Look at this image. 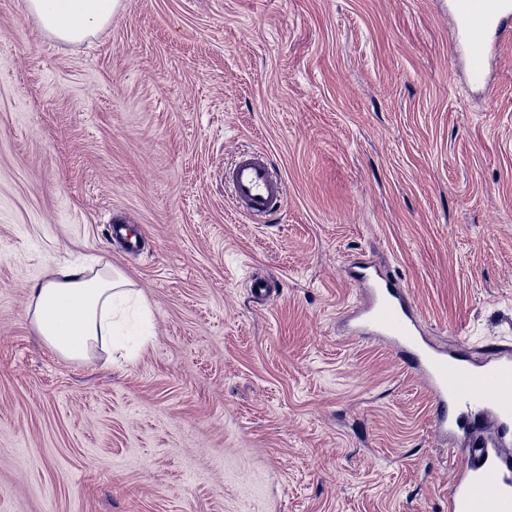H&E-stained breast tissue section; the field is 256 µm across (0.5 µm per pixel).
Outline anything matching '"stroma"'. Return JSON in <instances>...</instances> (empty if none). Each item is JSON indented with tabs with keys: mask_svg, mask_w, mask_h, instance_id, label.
Returning a JSON list of instances; mask_svg holds the SVG:
<instances>
[{
	"mask_svg": "<svg viewBox=\"0 0 512 512\" xmlns=\"http://www.w3.org/2000/svg\"><path fill=\"white\" fill-rule=\"evenodd\" d=\"M454 39L448 0H120L75 43L0 0V512H448L435 405L347 269L438 347L512 345V36L482 89ZM250 150L287 190L258 223L224 185ZM87 256L149 308L131 360L26 318Z\"/></svg>",
	"mask_w": 512,
	"mask_h": 512,
	"instance_id": "obj_1",
	"label": "stroma"
}]
</instances>
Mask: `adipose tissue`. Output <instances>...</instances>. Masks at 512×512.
I'll return each mask as SVG.
<instances>
[{"instance_id":"obj_1","label":"adipose tissue","mask_w":512,"mask_h":512,"mask_svg":"<svg viewBox=\"0 0 512 512\" xmlns=\"http://www.w3.org/2000/svg\"><path fill=\"white\" fill-rule=\"evenodd\" d=\"M118 6L119 0H28L42 29L64 43L109 25ZM133 297L129 280L112 268L67 265L34 285L27 316L52 352L87 362L95 349L113 348L120 330L117 314Z\"/></svg>"}]
</instances>
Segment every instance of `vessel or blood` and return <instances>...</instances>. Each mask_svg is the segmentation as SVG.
Wrapping results in <instances>:
<instances>
[{
	"label": "vessel or blood",
	"instance_id": "1",
	"mask_svg": "<svg viewBox=\"0 0 512 512\" xmlns=\"http://www.w3.org/2000/svg\"><path fill=\"white\" fill-rule=\"evenodd\" d=\"M461 55L471 82L487 83L491 39L512 32V0H448ZM234 207L255 219L281 207L285 183L265 153H238L226 169ZM367 286L361 324L400 353L426 383L435 403L433 430L462 457L448 483V512H512V347L478 361L459 349L435 346L422 335L419 316L393 277L364 265L356 273ZM473 413L476 423L455 432L449 405Z\"/></svg>",
	"mask_w": 512,
	"mask_h": 512
}]
</instances>
